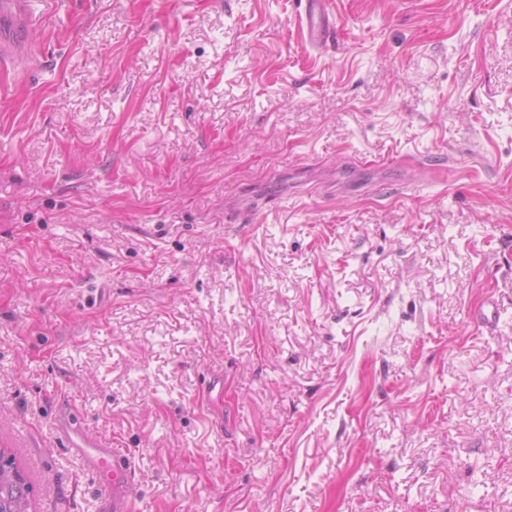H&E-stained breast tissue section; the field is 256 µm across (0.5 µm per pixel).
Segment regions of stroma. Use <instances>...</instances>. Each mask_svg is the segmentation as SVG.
I'll return each mask as SVG.
<instances>
[{"label":"stroma","instance_id":"stroma-1","mask_svg":"<svg viewBox=\"0 0 512 512\" xmlns=\"http://www.w3.org/2000/svg\"><path fill=\"white\" fill-rule=\"evenodd\" d=\"M333 7L322 52L299 0L43 12L0 91V448L31 512L110 508L74 412L136 512H512V0ZM57 434L59 440L81 457L86 467L112 489L110 512H132L133 503L126 492L135 475L130 456L119 448L108 446L102 439L88 435L75 419L60 421Z\"/></svg>","mask_w":512,"mask_h":512}]
</instances>
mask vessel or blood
Here are the masks:
<instances>
[{"instance_id": "b4317fda", "label": "vessel or blood", "mask_w": 512, "mask_h": 512, "mask_svg": "<svg viewBox=\"0 0 512 512\" xmlns=\"http://www.w3.org/2000/svg\"><path fill=\"white\" fill-rule=\"evenodd\" d=\"M330 0H304L301 26L304 38L314 49L324 48L336 35ZM36 0H0V66H12L17 57L30 55V32L39 21ZM57 434L86 467L112 490L111 512H133L126 488L135 475L130 456L103 440L91 437L74 419L60 421Z\"/></svg>"}]
</instances>
